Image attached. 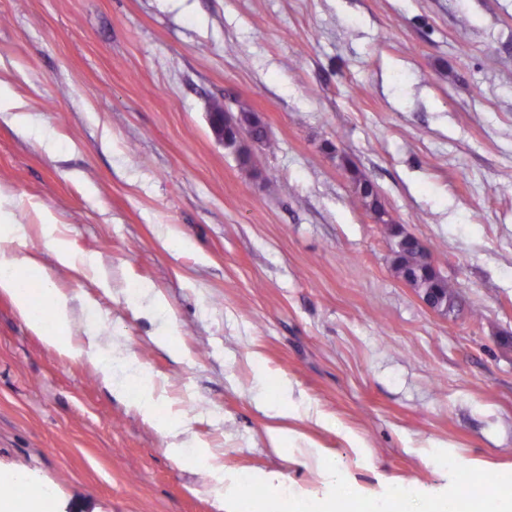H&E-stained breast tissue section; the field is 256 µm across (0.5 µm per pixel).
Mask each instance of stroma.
I'll list each match as a JSON object with an SVG mask.
<instances>
[{"mask_svg": "<svg viewBox=\"0 0 512 512\" xmlns=\"http://www.w3.org/2000/svg\"><path fill=\"white\" fill-rule=\"evenodd\" d=\"M0 79L30 118L0 112V189L71 298L74 342L119 345L116 380L150 386L198 441L170 456L92 351L47 346L1 294L0 477L47 491L49 512L282 507L335 495L328 465L379 505L400 485L421 503L465 480L497 490L512 0H0ZM214 99L264 121L252 169L214 138ZM349 162L433 248L453 311L394 274ZM44 211L94 268L55 267ZM273 408L292 460L265 446Z\"/></svg>", "mask_w": 512, "mask_h": 512, "instance_id": "35a3bbf8", "label": "stroma"}]
</instances>
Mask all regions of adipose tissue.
I'll return each mask as SVG.
<instances>
[{"label":"adipose tissue","instance_id":"ef3b65f1","mask_svg":"<svg viewBox=\"0 0 512 512\" xmlns=\"http://www.w3.org/2000/svg\"><path fill=\"white\" fill-rule=\"evenodd\" d=\"M6 203L5 195L0 193V239L10 243L9 248L0 250V293L10 297L17 315L47 345L75 353L69 298L29 248L27 226L8 223ZM502 482L509 485V492L485 506H473L465 496L458 495L440 502L436 509H419L408 497L404 500L405 512H512V477L504 476Z\"/></svg>","mask_w":512,"mask_h":512}]
</instances>
